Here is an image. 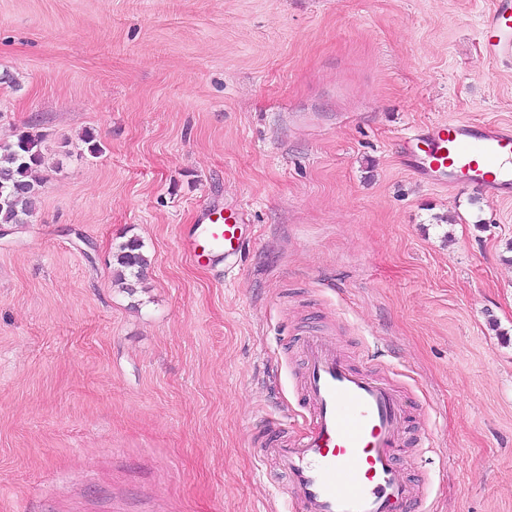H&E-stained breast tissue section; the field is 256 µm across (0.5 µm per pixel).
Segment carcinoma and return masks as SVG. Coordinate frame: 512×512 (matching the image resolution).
Returning <instances> with one entry per match:
<instances>
[{
    "mask_svg": "<svg viewBox=\"0 0 512 512\" xmlns=\"http://www.w3.org/2000/svg\"><path fill=\"white\" fill-rule=\"evenodd\" d=\"M40 136L21 132L10 144L0 143V224H25L32 215L40 194L37 176L43 159L39 150ZM120 281L140 279L148 265L143 244L131 239L115 255Z\"/></svg>",
    "mask_w": 512,
    "mask_h": 512,
    "instance_id": "carcinoma-1",
    "label": "carcinoma"
}]
</instances>
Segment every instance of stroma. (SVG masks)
I'll return each instance as SVG.
<instances>
[{
  "mask_svg": "<svg viewBox=\"0 0 512 512\" xmlns=\"http://www.w3.org/2000/svg\"><path fill=\"white\" fill-rule=\"evenodd\" d=\"M493 2L0 0V142L44 157L0 224V512H289L262 450L313 329L410 396L429 512H512V199L394 149L512 125ZM210 201L248 217L228 275L180 247ZM114 257L118 265L119 281L128 280L127 278H134L138 281L148 265V259L143 253V244L136 238L123 244Z\"/></svg>",
  "mask_w": 512,
  "mask_h": 512,
  "instance_id": "1",
  "label": "stroma"
}]
</instances>
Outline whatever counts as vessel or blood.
Returning a JSON list of instances; mask_svg holds the SVG:
<instances>
[{"mask_svg": "<svg viewBox=\"0 0 512 512\" xmlns=\"http://www.w3.org/2000/svg\"><path fill=\"white\" fill-rule=\"evenodd\" d=\"M487 55H512V0H496L480 30ZM405 166L425 184L512 196V127L437 120L399 138ZM242 212L213 205L182 228L180 247L197 264L219 266L241 254ZM301 389L310 408L299 437L273 443L285 493L301 512H426L425 483L404 475L402 454L426 440L410 428L411 404L394 384L348 362L321 338L304 344Z\"/></svg>", "mask_w": 512, "mask_h": 512, "instance_id": "obj_1", "label": "vessel or blood"}]
</instances>
